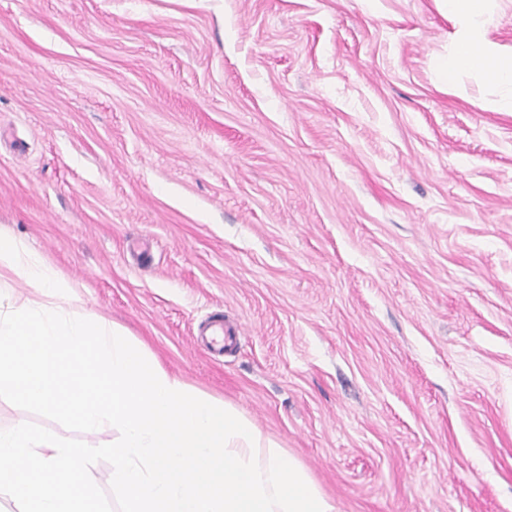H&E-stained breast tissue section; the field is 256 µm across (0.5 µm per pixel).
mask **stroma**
<instances>
[{"label": "stroma", "instance_id": "obj_1", "mask_svg": "<svg viewBox=\"0 0 512 512\" xmlns=\"http://www.w3.org/2000/svg\"><path fill=\"white\" fill-rule=\"evenodd\" d=\"M451 29L434 0H0V225L337 512H512V112L443 84ZM199 336L202 338L206 348L212 354H224V349L229 347L225 338L224 319L212 318L205 325L199 326Z\"/></svg>", "mask_w": 512, "mask_h": 512}]
</instances>
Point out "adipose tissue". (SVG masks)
<instances>
[{"instance_id":"adipose-tissue-1","label":"adipose tissue","mask_w":512,"mask_h":512,"mask_svg":"<svg viewBox=\"0 0 512 512\" xmlns=\"http://www.w3.org/2000/svg\"><path fill=\"white\" fill-rule=\"evenodd\" d=\"M500 0H436L453 29L451 48L437 67L444 83L456 87L462 72L477 73L490 84L512 91V53L492 40Z\"/></svg>"}]
</instances>
